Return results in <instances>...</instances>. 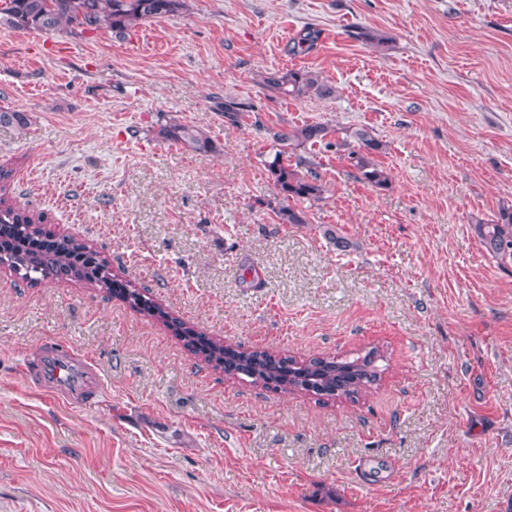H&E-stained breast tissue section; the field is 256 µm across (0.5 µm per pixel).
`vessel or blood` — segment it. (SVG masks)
<instances>
[{"mask_svg":"<svg viewBox=\"0 0 512 512\" xmlns=\"http://www.w3.org/2000/svg\"><path fill=\"white\" fill-rule=\"evenodd\" d=\"M22 372L32 386L70 405L90 404L104 391L97 365L73 346L45 344L37 358L23 363Z\"/></svg>","mask_w":512,"mask_h":512,"instance_id":"1","label":"vessel or blood"}]
</instances>
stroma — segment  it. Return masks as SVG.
<instances>
[{
    "label": "stroma",
    "mask_w": 512,
    "mask_h": 512,
    "mask_svg": "<svg viewBox=\"0 0 512 512\" xmlns=\"http://www.w3.org/2000/svg\"><path fill=\"white\" fill-rule=\"evenodd\" d=\"M299 68L333 95L262 84ZM0 108L27 119L0 126L8 196L154 303L246 349L389 360L355 403L273 392L120 297L0 269V512H512V270L475 233L512 207V0H187L122 39L0 25ZM309 124L368 130L390 181L298 148L322 193L283 224L263 156ZM50 341L94 358L96 403L24 380ZM157 136L163 141L186 145L196 152L208 153L214 149L212 141L201 130L176 122L161 125Z\"/></svg>",
    "instance_id": "obj_1"
}]
</instances>
